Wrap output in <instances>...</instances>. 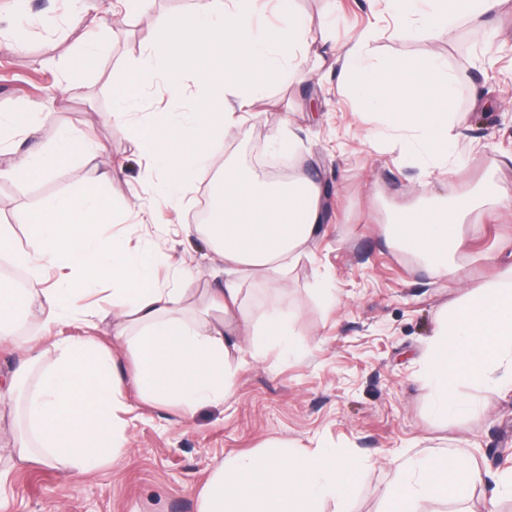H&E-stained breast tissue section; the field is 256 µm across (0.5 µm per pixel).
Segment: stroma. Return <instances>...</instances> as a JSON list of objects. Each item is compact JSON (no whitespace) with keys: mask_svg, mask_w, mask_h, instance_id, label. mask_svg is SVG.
Listing matches in <instances>:
<instances>
[{"mask_svg":"<svg viewBox=\"0 0 512 512\" xmlns=\"http://www.w3.org/2000/svg\"><path fill=\"white\" fill-rule=\"evenodd\" d=\"M296 6L312 21L314 47H325L328 58L373 30L384 33L372 44L377 60L444 58L456 79L449 109L457 121L459 166L450 175L402 161L400 141L382 135L379 116L360 110L327 69L314 70L302 84L274 86L270 100L255 104L251 119L233 128L215 153L250 162L275 131L290 127L295 147L273 153V160L316 176L328 191V218L307 256L283 278L253 283L246 301L257 318L272 306L294 313L304 356L287 360L272 351L245 358L232 396L183 422L126 386L125 455L79 477L59 465L12 464L13 418L0 413V512H196V492L215 463L269 439L351 460L357 478L350 512H379L399 465L439 451L481 471L463 505L468 512H485L492 499L497 512H512V497L499 493L502 474L512 470V395L464 388L473 408L443 419L419 378L437 312L496 278L490 257L512 252V208L487 206L461 224L452 277L433 276L417 257L385 242L389 221L416 207L424 187L438 190L449 180L467 193L492 180L512 190V0L483 22L428 29L411 19L398 37L385 0H296ZM75 7L74 0H29L24 44L0 38V114L53 98L38 142L51 145L58 128L71 125L105 144L113 163L124 167L104 191L123 209L114 232L136 225L143 245L187 259L198 271L197 288H205L223 262L182 227L208 196L210 175L199 178L184 207L141 223L139 211L150 199L135 198L133 189L149 162L109 118L108 74L141 57L152 40L147 24L114 16L109 57L73 78L68 68L91 32L67 26ZM193 94L189 88L172 99L165 82L156 81L130 119L143 123L156 112L187 111ZM79 167L74 161L26 184L0 179V221L24 238L28 213L72 188Z\"/></svg>","mask_w":512,"mask_h":512,"instance_id":"35a3bbf8","label":"stroma"}]
</instances>
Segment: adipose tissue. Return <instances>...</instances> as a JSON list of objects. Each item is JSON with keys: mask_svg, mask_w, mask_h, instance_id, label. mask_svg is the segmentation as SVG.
I'll use <instances>...</instances> for the list:
<instances>
[{"mask_svg": "<svg viewBox=\"0 0 512 512\" xmlns=\"http://www.w3.org/2000/svg\"><path fill=\"white\" fill-rule=\"evenodd\" d=\"M394 15H419L425 25L477 19L499 13L505 0H389ZM124 17L146 19L154 39L132 66L110 73V120L126 130L160 177L147 181L158 206H181L197 175L214 171L210 215L195 233L222 257L202 294H194L190 267L173 282L155 270L169 256L151 247H131L130 234L108 233L117 212L102 195L114 170L104 144L89 143L75 128L61 129L53 146L35 144L39 121L33 112L0 114V155L10 156L0 178L29 183L49 178L75 155L85 162L76 190L44 199L29 213V234L19 242L11 225L0 224V256L28 275L25 286L0 278V344L19 352L12 384H26L23 432L14 434L19 462L39 459L70 468L74 475L111 465L126 451L122 415L129 409L122 384L131 381L141 400L171 407L181 418L229 398L244 355L268 350L301 355L293 341L295 317L272 309L254 323L243 307L246 285L296 265L326 220L325 189L299 173L272 186L253 169L217 162L213 145L246 119L244 110L288 82L302 65L310 26L295 0H278L281 22L261 25L258 0H194L181 12L155 11L152 0H117ZM362 37L341 57L338 86L361 107L381 116L405 146L408 160L423 169L445 168L454 155L448 105L455 81L445 60L428 54L383 68ZM224 66L214 70V53ZM169 74V93L185 92L180 74L198 89L189 111L159 112L145 124L128 119L141 92ZM487 204H512V193L489 182L476 195L452 188L434 202L389 225L387 243L412 252L426 269L455 274L457 228ZM498 279L460 298L437 316L424 361L423 378L439 413L468 410L458 388L512 391V259L496 257ZM107 291V307L89 299ZM42 319L53 334L74 321L95 327L112 316L114 344L93 336H54V360L35 336L12 330L16 314ZM134 362L125 371L116 354ZM480 473L443 453L406 460L399 481L386 492L383 512H416L420 500H466ZM353 466L324 450L300 452L284 440L267 441L250 454L218 463L197 492V512H348Z\"/></svg>", "mask_w": 512, "mask_h": 512, "instance_id": "1", "label": "adipose tissue"}]
</instances>
